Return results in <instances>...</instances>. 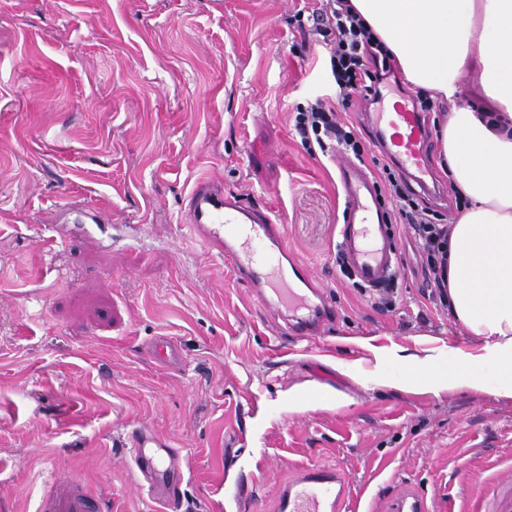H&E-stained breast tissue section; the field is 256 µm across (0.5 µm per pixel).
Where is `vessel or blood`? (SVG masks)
Here are the masks:
<instances>
[{
    "instance_id": "1",
    "label": "vessel or blood",
    "mask_w": 512,
    "mask_h": 512,
    "mask_svg": "<svg viewBox=\"0 0 512 512\" xmlns=\"http://www.w3.org/2000/svg\"><path fill=\"white\" fill-rule=\"evenodd\" d=\"M377 135H390L399 168L420 186L431 170L426 161L427 127L421 113L400 104L377 115ZM345 209L336 248L352 280L374 287L398 263L392 228L380 205L376 182L361 162L343 158L336 164ZM182 221L211 251L231 262L236 276L253 287H262L271 272L282 274L285 287L262 296L268 313L292 317L298 332L331 321L334 309L313 279L308 265L292 254L280 222L270 211L257 209L239 195L225 191L221 181L198 180L187 196ZM137 486L147 488L164 512H181L180 495L169 475L171 454L165 440L141 430L131 435ZM348 482L338 469L313 464L285 481L274 500L273 512H346ZM473 512H512V468L496 472L494 491L475 497ZM40 512H92V496L77 475L55 478L43 498ZM370 512H430L426 499L404 487L388 498H379Z\"/></svg>"
}]
</instances>
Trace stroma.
<instances>
[{"mask_svg": "<svg viewBox=\"0 0 512 512\" xmlns=\"http://www.w3.org/2000/svg\"><path fill=\"white\" fill-rule=\"evenodd\" d=\"M302 0H0V512H35L80 475L97 512H157L128 438L175 451L182 512H267L310 463L368 496L406 482L461 512L512 464V396L396 382L388 364L478 352L424 300L397 228L398 294L374 309L336 264L334 159L308 153L297 108L338 106L329 58L292 24ZM269 209L336 315L297 335L182 223L201 177ZM108 214L93 240L72 229ZM173 344L170 365L151 349ZM323 392L327 404L305 401ZM256 491L238 509V488Z\"/></svg>", "mask_w": 512, "mask_h": 512, "instance_id": "obj_1", "label": "stroma"}]
</instances>
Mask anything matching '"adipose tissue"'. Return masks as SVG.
I'll return each instance as SVG.
<instances>
[{
    "mask_svg": "<svg viewBox=\"0 0 512 512\" xmlns=\"http://www.w3.org/2000/svg\"><path fill=\"white\" fill-rule=\"evenodd\" d=\"M413 86L441 98V169L462 201L449 227L450 315L478 354L411 362L396 381L512 395V0H350ZM483 103L460 105L464 68Z\"/></svg>",
    "mask_w": 512,
    "mask_h": 512,
    "instance_id": "ef3b65f1",
    "label": "adipose tissue"
}]
</instances>
